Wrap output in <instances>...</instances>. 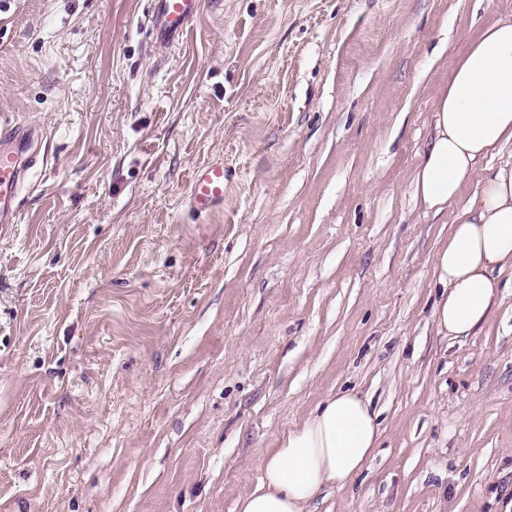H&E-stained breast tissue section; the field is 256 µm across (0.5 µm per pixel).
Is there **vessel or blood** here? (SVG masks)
<instances>
[{
  "label": "vessel or blood",
  "instance_id": "1",
  "mask_svg": "<svg viewBox=\"0 0 512 512\" xmlns=\"http://www.w3.org/2000/svg\"><path fill=\"white\" fill-rule=\"evenodd\" d=\"M200 0H150L149 30L156 51L168 53L183 38L189 22L198 11ZM41 136L28 124H13L0 133V237L14 231L21 184L32 163L28 154ZM191 204L201 213L211 212L224 201V166L220 163L200 167L190 194Z\"/></svg>",
  "mask_w": 512,
  "mask_h": 512
}]
</instances>
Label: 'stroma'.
Returning a JSON list of instances; mask_svg holds the SVG:
<instances>
[{
    "label": "stroma",
    "mask_w": 512,
    "mask_h": 512,
    "mask_svg": "<svg viewBox=\"0 0 512 512\" xmlns=\"http://www.w3.org/2000/svg\"><path fill=\"white\" fill-rule=\"evenodd\" d=\"M0 0V126L43 136L0 239V512H236L351 391L380 440L312 512H506L512 265L437 333L433 100L512 0ZM224 165V205L190 207ZM149 30L154 48L167 54L183 38L200 0H150ZM191 204L200 213H209L224 203V165L212 163L200 167L190 194Z\"/></svg>",
    "instance_id": "1"
}]
</instances>
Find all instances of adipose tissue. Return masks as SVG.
<instances>
[{
	"mask_svg": "<svg viewBox=\"0 0 512 512\" xmlns=\"http://www.w3.org/2000/svg\"><path fill=\"white\" fill-rule=\"evenodd\" d=\"M435 136L413 177L421 205L439 214L460 196L479 159L512 142V17L496 18L456 59L433 105ZM512 263V160L485 175L437 251L438 333L473 335L496 303L495 268ZM378 415L357 394H336L289 431L238 512H310L325 488L346 487L371 456Z\"/></svg>",
	"mask_w": 512,
	"mask_h": 512,
	"instance_id": "1",
	"label": "adipose tissue"
}]
</instances>
